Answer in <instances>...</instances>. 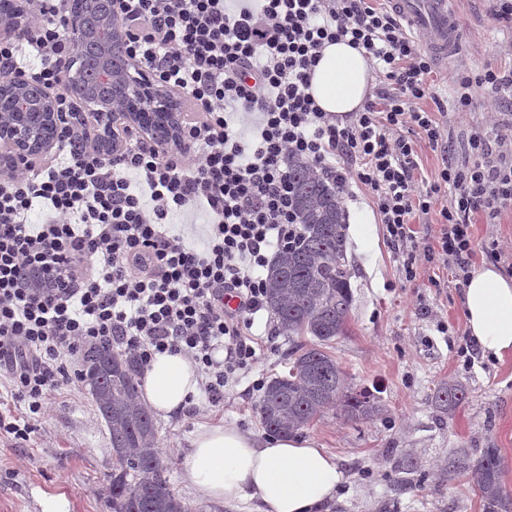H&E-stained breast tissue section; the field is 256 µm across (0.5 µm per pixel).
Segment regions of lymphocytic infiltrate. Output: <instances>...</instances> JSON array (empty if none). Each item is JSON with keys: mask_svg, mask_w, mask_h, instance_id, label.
<instances>
[{"mask_svg": "<svg viewBox=\"0 0 512 512\" xmlns=\"http://www.w3.org/2000/svg\"><path fill=\"white\" fill-rule=\"evenodd\" d=\"M31 32L0 39V72L50 89L62 111L73 100L58 82L71 53L67 0H27ZM131 58L193 105L184 146L127 135L96 154L80 130L65 132L69 160L21 164L0 180V374L31 414L45 417L62 385L80 382L91 347L118 348L148 367L182 353L207 376L210 403L224 401L236 371L252 365L246 336L265 307L261 276L301 233L292 218L288 161L301 157L334 184L369 190L401 258L406 280L440 258L468 273L472 214L495 223L512 209V77L489 68L461 83L453 121L496 114L472 137L473 164L446 162L428 187L415 177V140L448 151V133L419 103L430 95L429 58L400 20L371 0H114ZM360 49L377 90L346 121L308 92L327 42ZM39 70L24 64L26 53ZM444 196L436 249H424L412 219L428 220ZM42 207L45 219L28 214ZM205 218L204 248L172 234L169 214ZM236 307H229L228 298Z\"/></svg>", "mask_w": 512, "mask_h": 512, "instance_id": "1", "label": "lymphocytic infiltrate"}]
</instances>
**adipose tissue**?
Returning a JSON list of instances; mask_svg holds the SVG:
<instances>
[{
  "mask_svg": "<svg viewBox=\"0 0 512 512\" xmlns=\"http://www.w3.org/2000/svg\"><path fill=\"white\" fill-rule=\"evenodd\" d=\"M370 66L347 42L325 44L313 66L309 92L336 117L359 111L370 89ZM465 327L483 353L512 354V276L488 264L471 273L463 290ZM200 375L182 354H155L144 375L143 396L169 418L199 390ZM183 466L204 498L253 512H322L344 480L335 456L296 437L259 440L233 426L196 434Z\"/></svg>",
  "mask_w": 512,
  "mask_h": 512,
  "instance_id": "adipose-tissue-1",
  "label": "adipose tissue"
}]
</instances>
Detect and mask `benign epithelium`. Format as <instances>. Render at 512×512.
<instances>
[{
    "label": "benign epithelium",
    "instance_id": "benign-epithelium-1",
    "mask_svg": "<svg viewBox=\"0 0 512 512\" xmlns=\"http://www.w3.org/2000/svg\"><path fill=\"white\" fill-rule=\"evenodd\" d=\"M70 56L59 78L76 92V105L64 114L55 97L35 94L24 78L0 80V95H9L12 108L0 111V175L8 176L18 162H33L55 149L62 121L80 128L92 147L102 153L121 148L119 132L137 130L160 145L183 143L185 105L165 85L153 81L137 63L124 59L117 65L116 49L127 43V33L112 5L101 8L99 0H70L67 20ZM30 34L29 19L0 15V37L20 39ZM95 47L97 66L84 74L79 62L83 48Z\"/></svg>",
    "mask_w": 512,
    "mask_h": 512
}]
</instances>
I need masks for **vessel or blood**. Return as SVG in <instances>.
Masks as SVG:
<instances>
[{"label":"vessel or blood","mask_w":512,"mask_h":512,"mask_svg":"<svg viewBox=\"0 0 512 512\" xmlns=\"http://www.w3.org/2000/svg\"><path fill=\"white\" fill-rule=\"evenodd\" d=\"M391 11L407 24L419 48L444 69L456 57L461 41L454 0H388Z\"/></svg>","instance_id":"1"}]
</instances>
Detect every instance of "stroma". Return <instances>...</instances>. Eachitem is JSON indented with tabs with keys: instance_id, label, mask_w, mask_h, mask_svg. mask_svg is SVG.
I'll list each match as a JSON object with an SVG mask.
<instances>
[{
	"instance_id": "stroma-1",
	"label": "stroma",
	"mask_w": 512,
	"mask_h": 512,
	"mask_svg": "<svg viewBox=\"0 0 512 512\" xmlns=\"http://www.w3.org/2000/svg\"><path fill=\"white\" fill-rule=\"evenodd\" d=\"M454 6L464 28L462 47L447 73L430 74L434 95L421 103L429 112L437 101L453 99L461 79L483 73L485 66L512 71V25L494 21L485 0H455ZM371 204L361 188L344 204L353 305L345 336L329 349L350 387L377 392L381 409L355 422L332 408L301 436L335 455L346 474L329 512H483L475 474L449 475L448 456L456 449H499L502 483L512 494V357L501 360L473 349L454 267L424 262L415 280L406 282L385 226L365 229L357 222ZM472 237L476 269L489 262L490 241L512 246V211L493 224L476 215ZM251 332L257 361L225 387L222 406L200 393L182 414L156 420L170 481L191 512L253 508L249 502L224 506L201 498L183 467L202 428L235 426L265 439L260 395L252 386L287 371L291 345L267 310ZM448 382L465 386L468 396L443 410L434 393ZM401 458L413 464L420 486L396 490L394 463ZM113 462L108 428L87 386L62 387L28 441L0 438V512H112L107 488Z\"/></svg>"
}]
</instances>
